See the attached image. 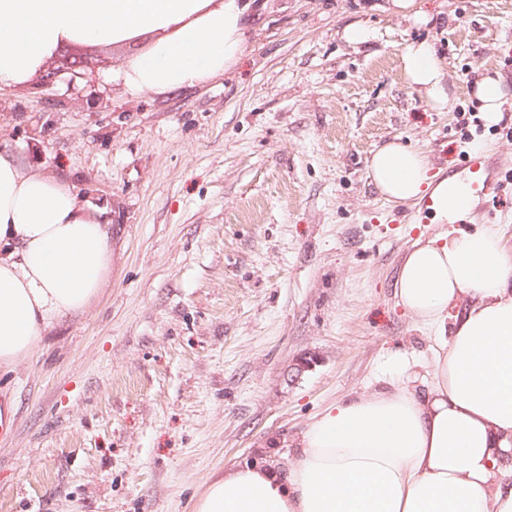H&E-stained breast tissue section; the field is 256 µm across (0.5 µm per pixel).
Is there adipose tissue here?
<instances>
[{"label": "adipose tissue", "mask_w": 512, "mask_h": 512, "mask_svg": "<svg viewBox=\"0 0 512 512\" xmlns=\"http://www.w3.org/2000/svg\"><path fill=\"white\" fill-rule=\"evenodd\" d=\"M247 0H0V92L28 84L62 48L143 42L113 73L130 94H172L224 74L244 50ZM405 82L446 104L424 42L401 56ZM423 152L391 142L369 163L376 189L430 191L440 219L466 186L432 181ZM112 269L102 210L50 174L0 152V369L34 354L53 322L86 310ZM399 304L438 338L428 385L402 377L326 407L275 455L215 474L192 512H512V253L497 225L404 255Z\"/></svg>", "instance_id": "1"}]
</instances>
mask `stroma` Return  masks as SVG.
Instances as JSON below:
<instances>
[{"label":"stroma","mask_w":512,"mask_h":512,"mask_svg":"<svg viewBox=\"0 0 512 512\" xmlns=\"http://www.w3.org/2000/svg\"><path fill=\"white\" fill-rule=\"evenodd\" d=\"M253 0L245 50L172 95L127 93L140 44L0 93V149L104 210L112 273L85 311L0 372V512H189L215 471L291 440L348 395L428 365L433 338L397 303L402 258L447 221L384 198L374 151L425 153L437 178L486 153L500 183L477 221L512 248V0ZM369 32L353 46L345 27ZM424 41L450 101L403 79ZM500 75L497 121L471 139L474 82ZM315 362L298 378L289 365Z\"/></svg>","instance_id":"stroma-1"}]
</instances>
